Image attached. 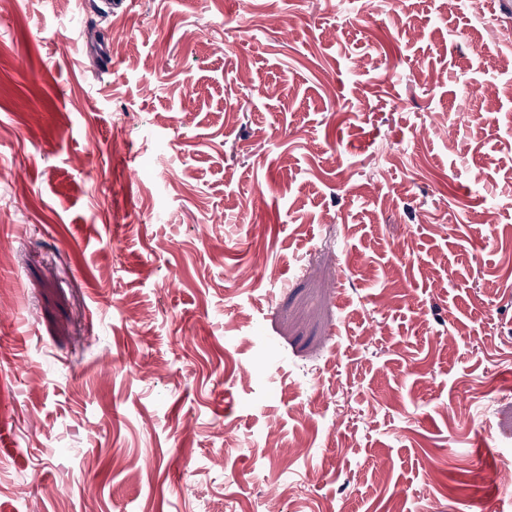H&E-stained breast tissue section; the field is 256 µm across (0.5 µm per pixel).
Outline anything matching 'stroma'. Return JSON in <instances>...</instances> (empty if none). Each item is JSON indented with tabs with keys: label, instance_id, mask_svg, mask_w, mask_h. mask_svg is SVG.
<instances>
[{
	"label": "stroma",
	"instance_id": "stroma-1",
	"mask_svg": "<svg viewBox=\"0 0 512 512\" xmlns=\"http://www.w3.org/2000/svg\"><path fill=\"white\" fill-rule=\"evenodd\" d=\"M358 9L0 0V512H512V9Z\"/></svg>",
	"mask_w": 512,
	"mask_h": 512
}]
</instances>
